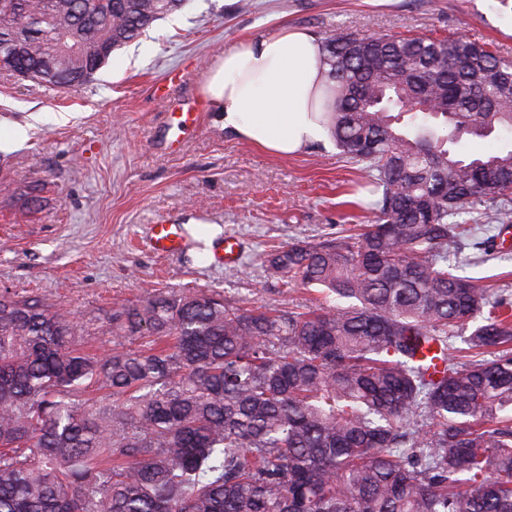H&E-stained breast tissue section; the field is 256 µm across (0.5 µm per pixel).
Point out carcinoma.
Returning <instances> with one entry per match:
<instances>
[{
    "label": "carcinoma",
    "mask_w": 512,
    "mask_h": 512,
    "mask_svg": "<svg viewBox=\"0 0 512 512\" xmlns=\"http://www.w3.org/2000/svg\"><path fill=\"white\" fill-rule=\"evenodd\" d=\"M186 2L0 0V38L14 76L73 89ZM321 46L374 223L263 257L311 306L171 290L87 326L0 291V512H512V296L459 274L499 250L512 148L455 151L512 131V64L461 36ZM503 140H512V135L507 134L504 135L501 141H497L494 139H486V140H469L467 138L463 139L456 147V151L463 157H468L473 154L484 153L496 150L503 144Z\"/></svg>",
    "instance_id": "1"
}]
</instances>
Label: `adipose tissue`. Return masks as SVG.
I'll list each match as a JSON object with an SVG mask.
<instances>
[{
    "instance_id": "obj_1",
    "label": "adipose tissue",
    "mask_w": 512,
    "mask_h": 512,
    "mask_svg": "<svg viewBox=\"0 0 512 512\" xmlns=\"http://www.w3.org/2000/svg\"><path fill=\"white\" fill-rule=\"evenodd\" d=\"M320 41L299 28H283L239 42L209 66L201 86L223 128L279 156L315 144L330 145L322 118Z\"/></svg>"
}]
</instances>
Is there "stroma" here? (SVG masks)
Segmentation results:
<instances>
[{
	"label": "stroma",
	"mask_w": 512,
	"mask_h": 512,
	"mask_svg": "<svg viewBox=\"0 0 512 512\" xmlns=\"http://www.w3.org/2000/svg\"><path fill=\"white\" fill-rule=\"evenodd\" d=\"M315 37L331 30L403 37L453 34L512 61V2L500 0H189L146 35L114 52L93 80L59 92L0 74V291L64 304L76 321L113 303L168 289H212L231 303L305 304L261 262L291 242L317 243L370 213L353 203L356 165L317 144L279 157L222 128L204 103L208 64L244 39L282 27ZM183 71L170 103L155 89ZM202 107L199 126L169 115ZM25 136L11 140L14 129ZM178 224L183 250L157 254L151 227ZM241 243L238 264L214 262L201 225ZM463 275L512 293V257L475 259Z\"/></svg>",
	"instance_id": "1"
}]
</instances>
